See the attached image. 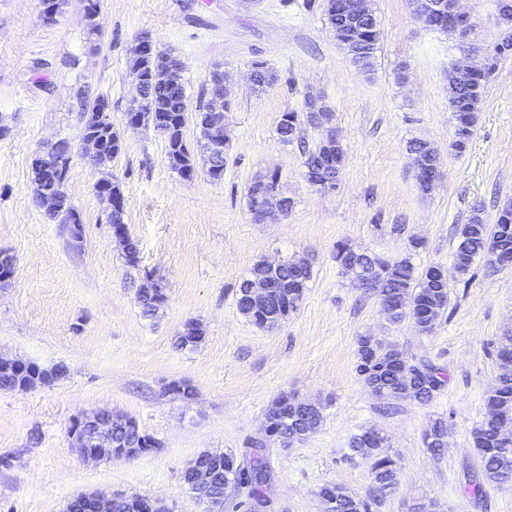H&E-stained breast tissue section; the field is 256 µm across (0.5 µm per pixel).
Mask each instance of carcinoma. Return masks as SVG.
I'll use <instances>...</instances> for the list:
<instances>
[{"mask_svg": "<svg viewBox=\"0 0 512 512\" xmlns=\"http://www.w3.org/2000/svg\"><path fill=\"white\" fill-rule=\"evenodd\" d=\"M378 38L377 20L371 19L355 42L341 44V48L349 57L351 63L361 69H367L376 50ZM165 59V54L152 51L146 56H134L131 70L136 71L148 64L158 65ZM486 81L479 84L463 83L448 73V101L453 112L454 136L457 137L455 148L463 151L469 143L476 123V114L479 112L483 100ZM100 105L94 101L85 105V112L97 113L95 123L82 127V138L95 141L106 152L107 160H112V139L117 133L112 128V122L107 114H99ZM141 115L154 124L156 130L163 136L166 144V154L173 159V170L179 172L183 169L194 171L191 152L184 138L186 125V93L185 89L162 87L151 95ZM225 120V113L214 111L211 104H206L198 116L200 128V143L207 153L209 169L224 168V157L212 153L207 142L206 127ZM298 127L297 116L293 112L285 113L278 126L279 139L284 143L294 140ZM429 146L421 141L410 143L409 152L413 156L415 175H420L427 164ZM332 155L340 161H345V150L342 145L324 139L313 151L305 153L303 166L313 169L321 164L322 158ZM70 164L66 163L54 178H35L37 189L48 192L56 190V186L64 184L69 179ZM58 223L69 226L70 235L78 240L82 235V222L79 214L70 206L56 214ZM493 245L502 253H512V204L504 205L494 228L484 224L481 217L473 215L470 222L462 225L459 231V243L455 251V261L459 274L465 275L470 270L478 256H484L487 247ZM336 259L340 264L355 263L361 272L370 278L379 293H387L394 298L397 305L387 314L392 322H399L405 318L419 315V308L425 300H436L443 307H448V286L435 282L433 267L419 272L412 257H404L398 261L389 262L367 252H355L342 247L337 251ZM297 266L295 262H285L278 269V273L270 275L274 286L282 288V292L290 299L288 308L294 309L308 288L311 278L310 269H305L304 282L300 289L285 287L291 270ZM248 280H243L236 291L239 311L248 317L254 324L265 327V315L261 310L250 311L244 303V294L247 291ZM138 300L142 313L152 316L161 307L166 296L155 283H146L138 290ZM499 374L495 388L491 391L487 405L492 419H484L471 432L472 446L478 456L479 469L469 476L466 490L478 496L482 493L484 481L502 482L506 477L512 476V435L499 433V426L512 422V336L503 337V341L496 351ZM356 370L365 383L373 386L376 395L384 399H399L411 397L421 402H427L441 389L445 383L444 373L435 365L409 359L406 354L395 345L382 346L369 336L358 341ZM67 368L38 367V369L15 377L19 388H34L62 379L66 376ZM281 407L283 416L276 424L277 435L283 440L296 433H311L322 420V407L312 405L303 409L293 400L282 395L277 397L269 406L267 413H273L275 407ZM130 428L126 432H117L129 444L142 436L147 442V448H153V437L142 433L137 422L128 419ZM374 431L366 430L355 436L351 447L371 460L372 483L375 491L385 495L393 491L398 483V469L396 462L383 455L385 447L383 437L371 440ZM447 425L438 420L432 424L424 435L425 447L433 454L441 453L447 446ZM266 444L261 441L252 443L249 461L233 470L228 467L216 475L217 483L227 488L244 484L249 487V495L258 500L262 497L264 482L270 476L262 451ZM330 490L336 493V512H369V503L343 492L334 485L321 487L320 492Z\"/></svg>", "mask_w": 512, "mask_h": 512, "instance_id": "obj_1", "label": "carcinoma"}]
</instances>
